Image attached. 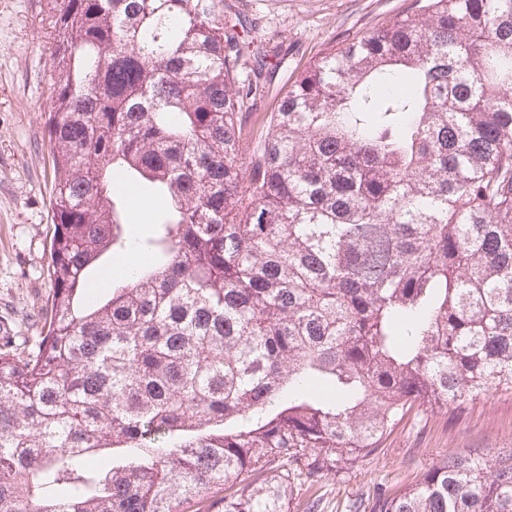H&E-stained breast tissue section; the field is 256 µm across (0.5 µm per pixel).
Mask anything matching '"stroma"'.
I'll use <instances>...</instances> for the list:
<instances>
[{"label": "stroma", "instance_id": "35a3bbf8", "mask_svg": "<svg viewBox=\"0 0 512 512\" xmlns=\"http://www.w3.org/2000/svg\"><path fill=\"white\" fill-rule=\"evenodd\" d=\"M414 0H224V13L250 28L266 65L265 94L248 122L268 112L309 62L333 43L361 35L406 11ZM47 0H0V319L9 348L33 349L51 292V147L43 113L50 100ZM512 448V394L491 393L454 410L407 416L375 457L343 465L322 483L320 512H363L380 494L418 478L452 453Z\"/></svg>", "mask_w": 512, "mask_h": 512}]
</instances>
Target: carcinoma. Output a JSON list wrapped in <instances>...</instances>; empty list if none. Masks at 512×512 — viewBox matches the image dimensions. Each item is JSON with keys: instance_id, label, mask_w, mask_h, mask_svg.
I'll list each match as a JSON object with an SVG mask.
<instances>
[{"instance_id": "obj_1", "label": "carcinoma", "mask_w": 512, "mask_h": 512, "mask_svg": "<svg viewBox=\"0 0 512 512\" xmlns=\"http://www.w3.org/2000/svg\"><path fill=\"white\" fill-rule=\"evenodd\" d=\"M49 2L52 294L0 348V512H318L294 488L413 410L512 393V0L328 48L256 142L224 0ZM371 512H512V448ZM140 198L143 200H146V201L154 202V203H156V205L149 210L145 207H141L136 204H133V206H132V203L130 200V202L128 204V217H129L130 224L127 225L126 230H127V233L131 236H140V235L147 234L150 231L151 226L149 224H143V223L147 222L151 213L154 210L159 208V203L157 201L150 200L146 197H140Z\"/></svg>"}]
</instances>
